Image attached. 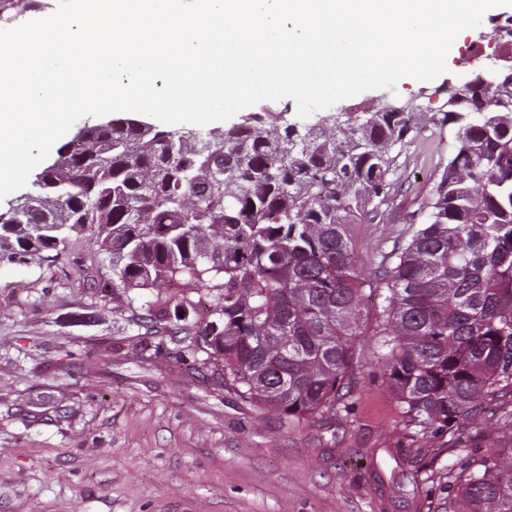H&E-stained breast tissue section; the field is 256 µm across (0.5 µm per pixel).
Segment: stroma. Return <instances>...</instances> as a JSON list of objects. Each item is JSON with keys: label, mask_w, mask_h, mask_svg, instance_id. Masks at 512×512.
Returning a JSON list of instances; mask_svg holds the SVG:
<instances>
[{"label": "stroma", "mask_w": 512, "mask_h": 512, "mask_svg": "<svg viewBox=\"0 0 512 512\" xmlns=\"http://www.w3.org/2000/svg\"><path fill=\"white\" fill-rule=\"evenodd\" d=\"M504 21L511 9L466 31L447 73L399 81L389 97L429 111L437 86L492 67L512 73V61L468 59ZM453 136L446 127L400 157L403 205L360 226L363 246L391 247ZM129 317L62 267L0 261V512H429L439 503L427 489L412 506L399 501L406 455L390 441L397 408L372 352L350 424L288 429L224 392L205 354L188 359V336L162 345Z\"/></svg>", "instance_id": "obj_1"}]
</instances>
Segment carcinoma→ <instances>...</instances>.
<instances>
[{"mask_svg":"<svg viewBox=\"0 0 512 512\" xmlns=\"http://www.w3.org/2000/svg\"><path fill=\"white\" fill-rule=\"evenodd\" d=\"M500 84L432 112L376 105L311 124L250 112L224 128L166 132L133 118L83 123L24 201L0 211V260L71 265L100 299H123L152 336H193L212 379L289 428L351 416L372 348L399 410L395 448H433L413 485L446 493L444 512H512V105ZM455 128L391 250L357 228L399 200L402 152ZM102 255L89 275L71 257ZM371 266L364 273L365 266ZM182 289L174 315L158 294ZM211 299L203 321L194 295ZM492 452L461 473L435 438L466 432Z\"/></svg>","mask_w":512,"mask_h":512,"instance_id":"obj_1","label":"carcinoma"}]
</instances>
